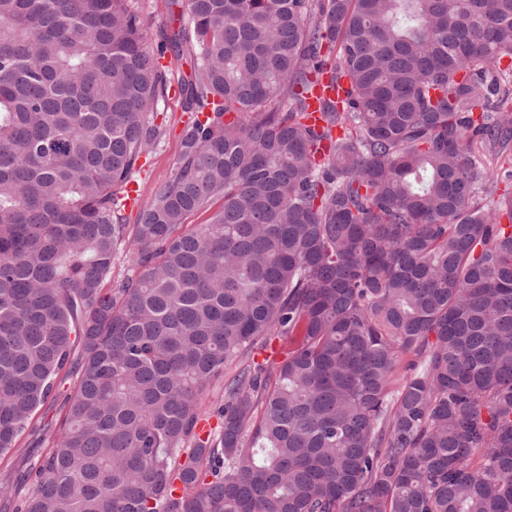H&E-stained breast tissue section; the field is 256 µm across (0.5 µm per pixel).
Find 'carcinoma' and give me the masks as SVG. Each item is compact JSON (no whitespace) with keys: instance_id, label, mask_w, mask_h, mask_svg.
<instances>
[{"instance_id":"carcinoma-1","label":"carcinoma","mask_w":512,"mask_h":512,"mask_svg":"<svg viewBox=\"0 0 512 512\" xmlns=\"http://www.w3.org/2000/svg\"><path fill=\"white\" fill-rule=\"evenodd\" d=\"M180 7L0 0V512H512V0ZM168 50L203 118L129 224ZM141 21L144 43L157 50L160 34L166 28L178 27L180 8L174 0H133ZM340 89L338 84H331L327 75L313 82L307 95V101L309 104L308 112L311 113L312 119L319 117V106L323 99H336L340 95Z\"/></svg>"}]
</instances>
